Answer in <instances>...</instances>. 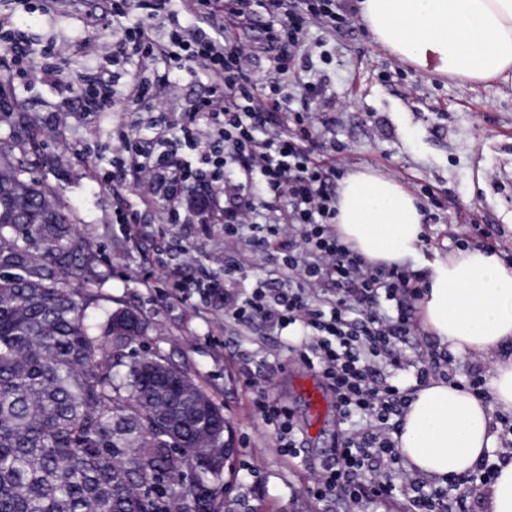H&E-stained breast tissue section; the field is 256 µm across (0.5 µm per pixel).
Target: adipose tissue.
Returning <instances> with one entry per match:
<instances>
[{
    "mask_svg": "<svg viewBox=\"0 0 512 512\" xmlns=\"http://www.w3.org/2000/svg\"><path fill=\"white\" fill-rule=\"evenodd\" d=\"M377 43L425 73L480 82L512 80V0H358ZM336 232L371 264L420 256V205L396 180L354 171L336 196ZM417 301L423 329L463 354L493 356L489 401L436 381L418 390L404 414L397 449L413 470L434 481L473 469L494 437L493 409L512 411V271L489 250H461L429 265Z\"/></svg>",
    "mask_w": 512,
    "mask_h": 512,
    "instance_id": "obj_1",
    "label": "adipose tissue"
}]
</instances>
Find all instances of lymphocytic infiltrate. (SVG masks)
Returning <instances> with one entry per match:
<instances>
[{"mask_svg":"<svg viewBox=\"0 0 512 512\" xmlns=\"http://www.w3.org/2000/svg\"><path fill=\"white\" fill-rule=\"evenodd\" d=\"M138 19H131L132 10ZM188 15L180 23L179 15ZM112 24L125 39L112 49L113 61L132 70L126 91L110 89L97 72L86 73L81 109L95 116L105 105L133 99L144 110L167 111L160 90L172 69L201 65L208 88L174 124L155 126L150 140L121 134L105 182H132L140 202L121 217L130 237L141 232V203L167 204V224H201L214 206H222L224 239L238 240L249 230L257 249L280 253L282 282L268 287L257 280L248 295L229 304L225 314L236 323L257 320L295 329L301 359L315 369L336 397L345 426L333 459L314 473L308 493L324 499L341 492L348 512L393 502L413 488L407 512H449L454 499L471 498L461 479L432 490L414 486L400 466L395 436L410 397L389 381L387 369H415L417 383L435 373L441 353L415 340V301L423 272L399 265L372 266L337 235L336 181L343 168L337 154L314 160L307 145L327 122L310 111L308 100L326 96V79L303 83L299 96L285 86L310 71L304 48L308 23L335 26L336 0H112ZM263 31L262 42L250 33ZM235 32L226 40L227 32ZM0 50L10 53L12 81L27 85L36 63L51 74L54 45L30 46L20 29L0 30ZM268 55V76L255 72L257 53ZM274 124L278 133L267 134ZM209 126L213 140L202 146L197 131ZM233 267L215 274L200 266L192 274L167 269L166 287L174 297L200 289L204 306L219 299ZM260 419L273 426L283 456L300 453L292 416L269 390L255 402Z\"/></svg>","mask_w":512,"mask_h":512,"instance_id":"lymphocytic-infiltrate-1","label":"lymphocytic infiltrate"}]
</instances>
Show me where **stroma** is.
Segmentation results:
<instances>
[{"instance_id":"stroma-1","label":"stroma","mask_w":512,"mask_h":512,"mask_svg":"<svg viewBox=\"0 0 512 512\" xmlns=\"http://www.w3.org/2000/svg\"><path fill=\"white\" fill-rule=\"evenodd\" d=\"M338 13L354 22L335 30L310 23L306 44L332 100L328 123L311 144L314 158L341 148L344 172L375 171L423 200L425 245L413 268L427 270L436 257L458 250L469 223L483 224L501 261L512 262V82L468 83L425 74L398 61L357 18L355 0H336ZM111 0H31L22 9L0 0V22L22 26L33 46L55 43L57 75L36 74L16 105L44 130L45 155L56 166L36 164L31 178L63 188L62 202L81 218L95 260L91 286L101 305L138 310L147 323L137 352H159L222 407L236 443L227 489L231 512H346L342 496L315 501L306 491L311 474L332 457L341 437L336 399L321 376L289 352V333L258 320L248 326L226 319L223 308L203 310L198 299L179 300L160 288L162 269L150 258L159 232L179 240L185 268L225 257L237 278L225 290L239 296L256 279L278 275L275 258L252 252L247 241L224 247V221L213 218L209 236L198 225L162 227L151 208L142 233L126 236L118 222L137 201L131 187L101 182L120 133H143L149 112L129 106L89 118L74 94L88 67L112 77V58H92L88 44L112 46L121 30L100 23ZM274 387L293 415L302 451L282 456L272 427L254 413L258 390Z\"/></svg>"}]
</instances>
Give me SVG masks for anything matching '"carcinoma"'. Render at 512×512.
<instances>
[{"label": "carcinoma", "mask_w": 512, "mask_h": 512, "mask_svg": "<svg viewBox=\"0 0 512 512\" xmlns=\"http://www.w3.org/2000/svg\"><path fill=\"white\" fill-rule=\"evenodd\" d=\"M0 146V512H223L219 472L187 474L224 412L179 365L128 347L133 309L88 313L87 236L58 188L29 178L43 134L13 111Z\"/></svg>", "instance_id": "cac0c4a2"}]
</instances>
